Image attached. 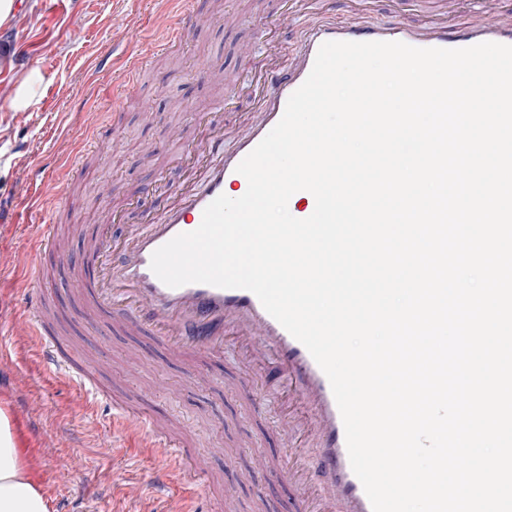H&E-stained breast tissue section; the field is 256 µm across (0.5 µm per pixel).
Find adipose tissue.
<instances>
[{"mask_svg": "<svg viewBox=\"0 0 512 512\" xmlns=\"http://www.w3.org/2000/svg\"><path fill=\"white\" fill-rule=\"evenodd\" d=\"M0 512H50L44 496L25 477V463L14 445L10 419L1 409Z\"/></svg>", "mask_w": 512, "mask_h": 512, "instance_id": "ef3b65f1", "label": "adipose tissue"}]
</instances>
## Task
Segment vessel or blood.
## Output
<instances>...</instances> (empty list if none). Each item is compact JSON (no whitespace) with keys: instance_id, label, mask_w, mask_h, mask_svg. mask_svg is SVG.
<instances>
[{"instance_id":"b4317fda","label":"vessel or blood","mask_w":512,"mask_h":512,"mask_svg":"<svg viewBox=\"0 0 512 512\" xmlns=\"http://www.w3.org/2000/svg\"><path fill=\"white\" fill-rule=\"evenodd\" d=\"M425 2L431 20L421 27L371 22L358 9L340 22L312 27L306 31L297 56L285 65L276 46H268L264 57L259 58L250 45H242L239 52L249 59L253 78L243 82L233 75L229 81L234 96L254 97L258 109L254 120L236 135L234 150L225 151L223 133L211 134L203 145L207 160L201 183L180 188L167 199L162 212L144 209L138 224L126 223L121 209H103L101 232L93 247L103 266L101 288L93 304L110 307L115 320L129 334L147 330L175 350L205 355L221 352L225 337L233 336L254 373L274 364L288 396L307 414L304 427L317 454L315 464L290 468L288 482L300 501L316 497V512H372L363 485L351 468L343 420L327 376L306 347L266 312L255 294L202 283L168 287L153 273L151 257L178 234L197 229L204 209L216 197L232 187L247 189L238 164L281 120L288 98L309 75L322 43L401 41L443 49L481 42L512 45V0H475L473 18L465 26L448 20L457 0ZM27 222L37 252L59 251L53 227L38 209H31ZM44 296L42 289L32 290L25 322L28 337L39 347L43 367L51 374L66 369L68 362L52 343ZM120 422L126 432L148 436L151 448L176 461L174 473L161 474L163 483L183 485L206 477L208 455L161 431L142 409L121 407Z\"/></svg>"}]
</instances>
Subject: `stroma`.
<instances>
[{
    "mask_svg": "<svg viewBox=\"0 0 512 512\" xmlns=\"http://www.w3.org/2000/svg\"><path fill=\"white\" fill-rule=\"evenodd\" d=\"M22 11L0 26V71L11 83L0 85V408L9 413L27 409L26 432L47 441L52 451L30 456L33 479L42 487L51 512H165L168 494L153 481L166 468L163 459L148 456L142 437L115 425L113 403L145 406L160 424L186 436L199 451H213V477L184 490L189 512H303L287 478L270 479L252 470L251 454L263 448L285 459L312 462L313 445L289 447L285 421H298L293 401L274 380L256 385L253 403L238 401L232 383L245 369L234 337L224 339L215 358L170 357L157 337L123 335L111 312L100 313L89 326L84 304L66 288L81 271L82 256L96 230L99 181L112 184V205L126 221H140L141 205L162 210L164 201L150 195L156 173H164L171 189L184 179L198 180L192 161L171 164L178 148L169 129L181 125L184 142L198 140L202 128L184 106L198 102L209 108V120L228 134L245 127L253 103L240 99L224 111L211 106L224 98V75L243 73L240 44L263 52L267 42L279 45L282 59L300 48L302 31L310 25L340 21L356 7L355 0H328L310 6L292 26L275 25L285 0H194L195 9L215 15L210 26L191 30L182 43L165 45L166 33L184 17L181 0H66L59 11L54 0H24ZM371 19L385 24L419 26L429 13L415 0H368ZM80 15L79 27L70 24ZM134 82H126L129 68ZM34 78V95L27 107L12 109L16 85ZM121 89L123 103L113 106L112 91ZM154 101L153 114L140 112V98ZM112 142L106 156L80 154L86 138ZM38 201L45 218L57 221L69 263L40 255L37 270L46 277V293L59 316L55 342L85 367L102 366L96 392L85 406L73 399L66 376L48 377L41 361L23 339L24 327L12 325L26 298V276L12 264L16 251L27 248L22 221L29 201ZM209 372L211 391L186 390L176 399L164 393L148 401L139 387L181 381L187 369ZM87 458V467L68 485L53 483L55 472L72 452ZM129 481L144 485L140 497H127ZM237 487L232 508L220 499L224 485Z\"/></svg>",
    "mask_w": 512,
    "mask_h": 512,
    "instance_id": "1",
    "label": "stroma"
}]
</instances>
